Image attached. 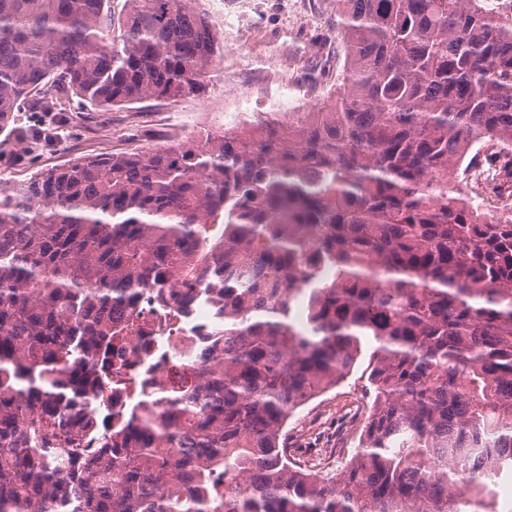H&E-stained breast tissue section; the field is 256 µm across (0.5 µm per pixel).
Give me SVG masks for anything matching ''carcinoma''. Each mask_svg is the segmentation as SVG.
Segmentation results:
<instances>
[{
	"mask_svg": "<svg viewBox=\"0 0 512 512\" xmlns=\"http://www.w3.org/2000/svg\"><path fill=\"white\" fill-rule=\"evenodd\" d=\"M317 116L82 157L0 189V512H494L512 472V218L465 176L512 142V0H337ZM224 46L190 0H0V134L34 95L95 111L205 94ZM224 298V356L162 419L87 391L140 293ZM301 301L306 327L292 319ZM370 345L343 470L288 419Z\"/></svg>",
	"mask_w": 512,
	"mask_h": 512,
	"instance_id": "1",
	"label": "carcinoma"
}]
</instances>
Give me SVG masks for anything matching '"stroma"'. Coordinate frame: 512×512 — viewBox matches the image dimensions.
Instances as JSON below:
<instances>
[{"label": "stroma", "mask_w": 512, "mask_h": 512, "mask_svg": "<svg viewBox=\"0 0 512 512\" xmlns=\"http://www.w3.org/2000/svg\"><path fill=\"white\" fill-rule=\"evenodd\" d=\"M212 33L224 45L204 96L176 102H147L82 112L77 99L63 101L58 112L24 104L12 134H0V188L10 189L36 171L88 154L149 147L190 136L202 129L224 130L232 113L212 114V106L233 92L248 112H263L261 93L278 66L289 83L288 111L314 98L318 84L333 83L344 62L336 29V0H191ZM367 359L356 363L341 384L299 408L288 421V446L298 457L319 455L324 477L336 474L351 458L368 399L364 393Z\"/></svg>", "instance_id": "obj_1"}]
</instances>
